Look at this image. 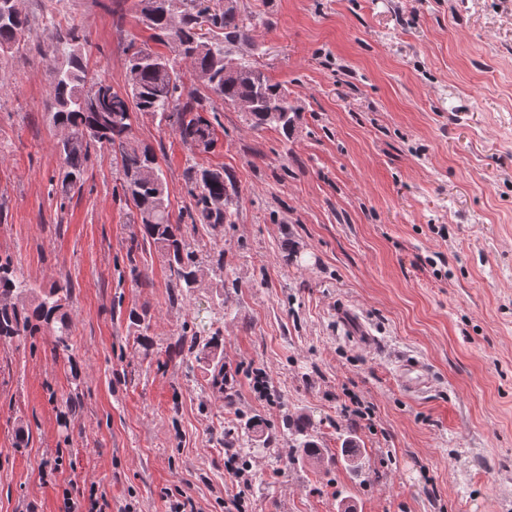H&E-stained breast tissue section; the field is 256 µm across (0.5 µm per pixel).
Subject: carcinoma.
Listing matches in <instances>:
<instances>
[{
    "label": "carcinoma",
    "instance_id": "cac0c4a2",
    "mask_svg": "<svg viewBox=\"0 0 512 512\" xmlns=\"http://www.w3.org/2000/svg\"><path fill=\"white\" fill-rule=\"evenodd\" d=\"M174 2L140 0L139 13L153 37L169 48L170 56L190 64L196 88L186 87L177 67L168 72L148 62L138 63L131 55L127 57L124 90H115L110 99L101 100L99 84L105 78L90 76L84 54L87 37L74 27L52 23L48 38L65 58L49 69L52 120L64 131L58 141L64 171L57 191L66 198L80 188L92 154L103 148L111 150L123 195L136 209L142 239L153 243L168 265L175 299L202 285L201 260L186 241L183 225L219 228L234 223L239 192L224 168L192 161L185 169L191 207L173 217L166 177L154 150L135 137L134 115L152 114L187 145L202 142L211 150L217 143L216 98L233 106L252 102V111L244 113L246 123L254 130L274 128L285 138L294 128L297 108L288 102V90L272 82L256 63L244 61L236 72L224 70V56L229 50L250 42V27L265 24L267 19L256 15L247 23L232 7L211 6L215 0H181L180 11ZM28 25V16L16 7V0H0V57L20 43ZM207 112L212 117H206ZM71 298L69 281L36 287L18 272L11 259H0V337L25 341L47 335L53 339L54 350L69 352ZM176 345L203 367L213 368V381H228L221 338L201 340L182 333ZM288 425L292 435L288 454L309 464H322L325 453L312 434L311 420L300 415ZM262 435V421L254 419L244 432L227 429L224 439L230 448L245 449V458L247 449Z\"/></svg>",
    "mask_w": 512,
    "mask_h": 512
}]
</instances>
